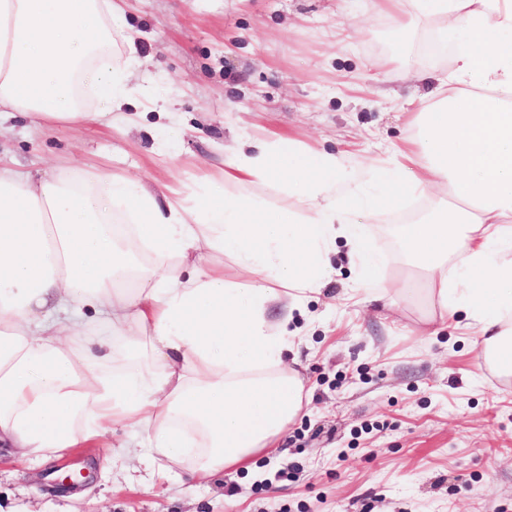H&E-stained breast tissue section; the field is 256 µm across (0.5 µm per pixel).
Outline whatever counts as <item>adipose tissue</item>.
Masks as SVG:
<instances>
[{"mask_svg": "<svg viewBox=\"0 0 512 512\" xmlns=\"http://www.w3.org/2000/svg\"><path fill=\"white\" fill-rule=\"evenodd\" d=\"M411 2L439 43L466 28L448 76L395 155L390 203L436 199L401 225L432 309L465 313L482 365L512 376V0H376L394 19ZM115 0H0V112L44 124L89 119L83 88L119 121L141 61L114 37ZM336 156L292 137H242L214 188L157 196L139 180L60 168L38 179L0 158V444L35 461L123 423L152 476L159 458L191 486L274 448L302 410L283 362L288 323L332 268L337 240L365 258L336 184ZM269 182L292 201L266 208L221 183ZM230 256L233 274L213 254Z\"/></svg>", "mask_w": 512, "mask_h": 512, "instance_id": "ef3b65f1", "label": "adipose tissue"}]
</instances>
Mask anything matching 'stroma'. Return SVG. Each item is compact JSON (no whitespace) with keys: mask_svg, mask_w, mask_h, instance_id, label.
Masks as SVG:
<instances>
[{"mask_svg":"<svg viewBox=\"0 0 512 512\" xmlns=\"http://www.w3.org/2000/svg\"><path fill=\"white\" fill-rule=\"evenodd\" d=\"M143 64L131 126L93 119L35 131L0 122V153L37 176L61 165L111 170L155 192L179 181L204 190L244 135L292 136L342 155L336 192L377 247L363 301L344 244L333 273L288 325L284 355L305 378L301 415L275 452L191 490L137 470L131 433L29 465L0 456V512H512V378L479 367L476 330L432 318L424 295L395 286L407 268L392 232L398 212L378 193L379 172L410 133L449 56L425 19L400 29L370 0H124ZM398 57L384 75L383 63ZM165 104L159 115L157 104ZM173 158L157 156L169 122ZM89 472L62 492L63 472Z\"/></svg>","mask_w":512,"mask_h":512,"instance_id":"1","label":"stroma"}]
</instances>
